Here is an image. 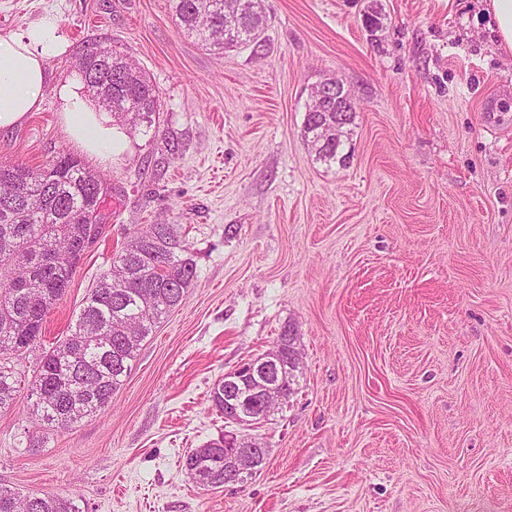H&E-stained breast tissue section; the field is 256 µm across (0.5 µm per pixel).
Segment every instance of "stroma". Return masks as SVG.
<instances>
[{
  "mask_svg": "<svg viewBox=\"0 0 512 512\" xmlns=\"http://www.w3.org/2000/svg\"><path fill=\"white\" fill-rule=\"evenodd\" d=\"M263 3L261 42L217 54L168 0H0V32L60 17L51 84L101 43L160 93L155 135L89 164L108 187L103 233L16 360L0 484L80 512H512V55L484 0ZM328 78L356 103L343 167L302 135ZM58 110L46 93L0 130V162L74 152ZM157 223L196 265L186 300L106 412L44 435L29 392L43 351ZM288 328L299 385L254 431L264 468L196 485L187 451L225 431L214 383Z\"/></svg>",
  "mask_w": 512,
  "mask_h": 512,
  "instance_id": "stroma-1",
  "label": "stroma"
}]
</instances>
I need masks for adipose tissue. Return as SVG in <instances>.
I'll list each match as a JSON object with an SVG mask.
<instances>
[{"instance_id": "1", "label": "adipose tissue", "mask_w": 512, "mask_h": 512, "mask_svg": "<svg viewBox=\"0 0 512 512\" xmlns=\"http://www.w3.org/2000/svg\"><path fill=\"white\" fill-rule=\"evenodd\" d=\"M66 46L61 21L53 14L25 29L0 33V129L19 125L29 113L39 111L50 90L48 64ZM52 90L60 102V122L84 155L108 159L125 146L126 131L95 103L81 73H72Z\"/></svg>"}]
</instances>
